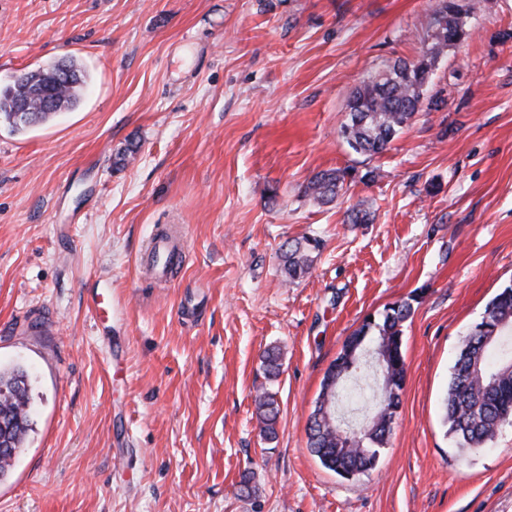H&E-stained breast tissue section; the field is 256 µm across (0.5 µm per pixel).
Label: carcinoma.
I'll use <instances>...</instances> for the list:
<instances>
[{"mask_svg": "<svg viewBox=\"0 0 512 512\" xmlns=\"http://www.w3.org/2000/svg\"><path fill=\"white\" fill-rule=\"evenodd\" d=\"M427 29L440 33L435 42L414 61L399 59L392 76L362 81L351 93L349 120L342 127L348 146L357 154L381 155L422 108L436 59L448 48L469 37L462 13L452 0H443L428 20ZM88 75L75 61H63L26 72L0 88V125L20 133L63 112L74 110L82 99ZM52 98L49 108L43 98ZM27 110V119L19 111ZM347 170H331L312 178L303 195L322 204L336 199L343 190ZM320 241L305 238L283 250L284 269L291 280L306 275L311 254ZM412 304L400 299L387 305L376 318L362 325L343 344L334 361L336 378L326 377L317 409L309 419L308 445L324 467L338 475H359L371 469L385 447L403 389L405 367L401 351L402 325ZM369 371L379 373L382 394L376 400L379 420L358 429L345 427L335 406L344 382ZM30 388L27 373L20 368H0V476L11 467L23 447L30 427ZM265 435L274 434L278 405L273 393L257 399ZM445 422L463 448H483L500 428L512 422V283L490 301L480 320L465 335L454 363L445 399Z\"/></svg>", "mask_w": 512, "mask_h": 512, "instance_id": "cac0c4a2", "label": "carcinoma"}]
</instances>
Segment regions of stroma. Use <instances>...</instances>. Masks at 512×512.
<instances>
[{"label": "stroma", "instance_id": "obj_1", "mask_svg": "<svg viewBox=\"0 0 512 512\" xmlns=\"http://www.w3.org/2000/svg\"><path fill=\"white\" fill-rule=\"evenodd\" d=\"M455 2L471 35L436 62L439 108L368 158L340 136L350 94L419 57L441 0H0L1 87L90 74L75 111L0 127V367L27 370L32 425L0 512H512V425L468 449L443 423L460 342L512 282V0ZM345 168L335 202L303 195ZM359 202L372 221L347 223ZM302 237L322 248L291 281ZM409 296L392 433L340 477L308 446L323 378ZM320 241L313 238H304L294 241L283 250L284 269L291 280L306 275L311 267V254L319 250ZM262 431L266 436L274 434V425L278 416V405L273 393L263 391L257 399Z\"/></svg>", "mask_w": 512, "mask_h": 512}]
</instances>
